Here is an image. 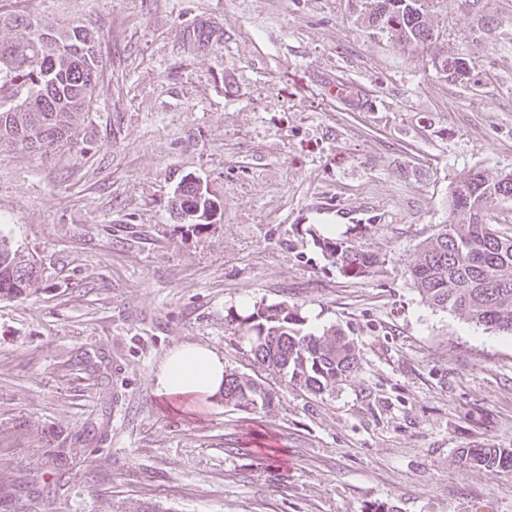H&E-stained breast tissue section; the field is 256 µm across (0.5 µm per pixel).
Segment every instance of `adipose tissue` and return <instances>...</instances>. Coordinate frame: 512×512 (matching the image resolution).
Instances as JSON below:
<instances>
[{"mask_svg":"<svg viewBox=\"0 0 512 512\" xmlns=\"http://www.w3.org/2000/svg\"><path fill=\"white\" fill-rule=\"evenodd\" d=\"M224 358L198 344H183L164 358L155 391L165 401L187 407L209 405L224 388Z\"/></svg>","mask_w":512,"mask_h":512,"instance_id":"adipose-tissue-1","label":"adipose tissue"}]
</instances>
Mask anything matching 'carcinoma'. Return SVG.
<instances>
[{"mask_svg":"<svg viewBox=\"0 0 512 512\" xmlns=\"http://www.w3.org/2000/svg\"><path fill=\"white\" fill-rule=\"evenodd\" d=\"M434 0H362L363 21L386 34L403 54L433 44L430 3ZM467 59L445 56L443 74L462 75ZM104 58L86 24L52 25L31 14L0 12V144L47 153L77 142L82 121L95 101ZM512 199V171H469L448 199L449 220L420 248L410 270L414 288L429 305L447 309L477 328L512 336V234L488 222L490 211ZM217 203L195 179L183 178L173 196L179 224L195 229L213 223ZM324 257L343 276L370 278L376 255L339 237L317 240ZM34 263L0 234V297L37 292ZM254 360L285 384L315 395L333 392L358 369L354 345L336 328L317 335L286 305L259 307L235 318ZM224 404L268 409L273 394L256 380L228 372ZM456 463L472 470L512 469V448H465Z\"/></svg>","mask_w":512,"mask_h":512,"instance_id":"1","label":"carcinoma"}]
</instances>
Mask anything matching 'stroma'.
<instances>
[{"instance_id":"obj_1","label":"stroma","mask_w":512,"mask_h":512,"mask_svg":"<svg viewBox=\"0 0 512 512\" xmlns=\"http://www.w3.org/2000/svg\"><path fill=\"white\" fill-rule=\"evenodd\" d=\"M0 8L95 23L107 63L83 143L0 154V234L39 274L37 293L0 297V512L20 485L42 512H512V469L455 463L512 448V336L410 278L457 178L512 169V0H438L461 80L437 73L439 46L399 55L361 0ZM187 176L217 223L172 218ZM325 224L378 255L372 277L329 265L308 233ZM279 303L353 341L335 392L286 385L230 320ZM185 343L273 406L169 408L156 373Z\"/></svg>"}]
</instances>
